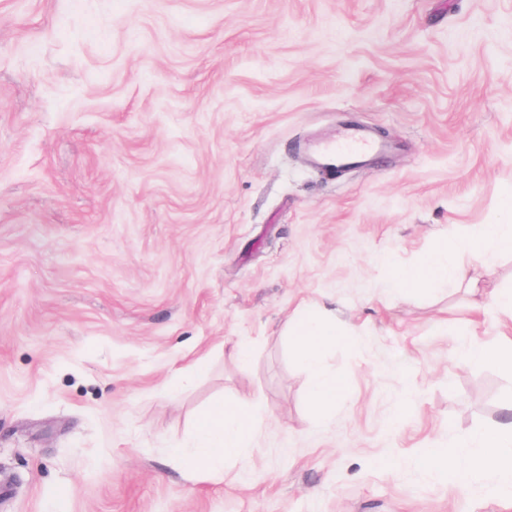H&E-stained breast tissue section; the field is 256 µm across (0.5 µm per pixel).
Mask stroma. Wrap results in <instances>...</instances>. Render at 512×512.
Returning a JSON list of instances; mask_svg holds the SVG:
<instances>
[{
	"label": "stroma",
	"instance_id": "obj_1",
	"mask_svg": "<svg viewBox=\"0 0 512 512\" xmlns=\"http://www.w3.org/2000/svg\"><path fill=\"white\" fill-rule=\"evenodd\" d=\"M347 124L393 149L323 174ZM510 193L512 0H0V512H512L414 461L500 418L512 378L456 353L512 319L376 266ZM304 302L358 334L326 420ZM220 398L254 450L189 474Z\"/></svg>",
	"mask_w": 512,
	"mask_h": 512
}]
</instances>
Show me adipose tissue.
Here are the masks:
<instances>
[{"instance_id": "adipose-tissue-1", "label": "adipose tissue", "mask_w": 512, "mask_h": 512, "mask_svg": "<svg viewBox=\"0 0 512 512\" xmlns=\"http://www.w3.org/2000/svg\"><path fill=\"white\" fill-rule=\"evenodd\" d=\"M452 250L465 254V261H450L448 253ZM497 254H512L511 224H485L453 233L416 263L380 258L382 286L393 296L431 294L445 286H465L473 292L477 289L471 274L473 264L487 265ZM287 333L308 373L310 405L319 418H328L346 395L347 383L326 368L325 357L331 349L350 344L355 334L338 326L335 318L314 305L295 310L288 320ZM460 357L512 377L511 338L470 345L461 350ZM260 429L254 401H218L196 416L192 440L179 448L178 454L188 469L219 471L226 462L248 457ZM417 460L459 487L481 478L488 492L512 495V403L505 405L502 419L494 425L445 448L421 449Z\"/></svg>"}]
</instances>
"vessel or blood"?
Wrapping results in <instances>:
<instances>
[{"mask_svg": "<svg viewBox=\"0 0 512 512\" xmlns=\"http://www.w3.org/2000/svg\"><path fill=\"white\" fill-rule=\"evenodd\" d=\"M389 150V144L376 141L367 131L346 128L335 140L317 148L316 159L323 170L336 173L368 167L376 156Z\"/></svg>", "mask_w": 512, "mask_h": 512, "instance_id": "obj_1", "label": "vessel or blood"}]
</instances>
